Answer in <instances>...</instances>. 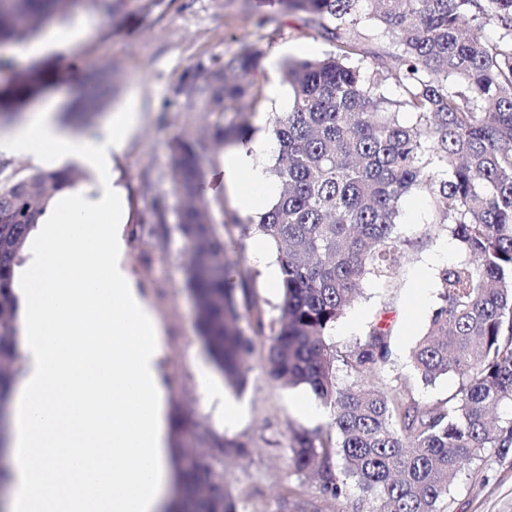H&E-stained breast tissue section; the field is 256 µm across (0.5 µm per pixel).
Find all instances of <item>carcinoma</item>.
<instances>
[{"label":"carcinoma","mask_w":512,"mask_h":512,"mask_svg":"<svg viewBox=\"0 0 512 512\" xmlns=\"http://www.w3.org/2000/svg\"><path fill=\"white\" fill-rule=\"evenodd\" d=\"M77 0H0V42L36 36L63 21ZM285 10L331 42L322 58L286 60L290 110L273 119L269 173L281 185L276 204L257 218L216 224L203 187L202 155L240 145L254 129L224 113L264 101L262 52L242 47L196 62L173 87L188 112L219 119L179 136L170 156L176 230L184 241L187 284L201 339L232 385L241 384L252 338L267 336L265 366L275 380L304 386L331 410L328 428L292 431L299 472H312L336 497L352 484L370 496L367 512H446L464 464L489 449L512 450V0H282ZM490 19L485 42L461 31L465 16ZM390 43L397 49L384 48ZM392 81L401 97L381 91ZM33 85L0 93V119L14 117ZM114 92L103 71L87 85L84 118ZM413 116L403 123L399 111ZM77 172L36 169L0 155V420L8 415L18 359V300L13 290L27 234L44 203ZM414 189L431 192L439 223L449 225L471 260L440 273L442 304L409 354L429 385L449 372L461 382L445 401L420 402L370 377L391 363L392 332L374 326L339 355L329 330L367 275L396 262L398 204ZM258 234L276 249L282 273L276 321L257 300L254 276L230 259L224 233ZM350 373L336 379V362ZM182 427L195 441L179 454L180 502L170 512H238L207 448H243L215 435L202 418Z\"/></svg>","instance_id":"obj_1"}]
</instances>
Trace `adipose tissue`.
<instances>
[{
    "instance_id": "adipose-tissue-1",
    "label": "adipose tissue",
    "mask_w": 512,
    "mask_h": 512,
    "mask_svg": "<svg viewBox=\"0 0 512 512\" xmlns=\"http://www.w3.org/2000/svg\"><path fill=\"white\" fill-rule=\"evenodd\" d=\"M49 100L0 133V154L60 170L80 160L92 188L64 186L31 230L15 271L25 369L12 403L5 512H160L176 474L157 315L126 264L127 192L112 172L138 124L133 106L98 136L61 125ZM267 144L224 153L222 182L241 213L278 194Z\"/></svg>"
}]
</instances>
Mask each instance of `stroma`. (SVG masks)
<instances>
[{
    "instance_id": "1",
    "label": "stroma",
    "mask_w": 512,
    "mask_h": 512,
    "mask_svg": "<svg viewBox=\"0 0 512 512\" xmlns=\"http://www.w3.org/2000/svg\"><path fill=\"white\" fill-rule=\"evenodd\" d=\"M304 19L303 13L284 12L277 0H123L112 16L73 7L61 30L72 31L85 20L93 29L89 38L72 40L68 46L49 45L24 56L16 43H0V88L40 72L48 82L46 95L57 98L65 113L85 90L88 73L117 68L116 92L88 130L98 131L113 112L134 102L138 125L114 171L128 191L131 210L127 266L154 306L161 328L167 412L183 410L202 417L229 440V447L214 449L213 454L242 512H278L286 495L313 503L317 512H353L362 495L348 486L340 496H331L317 478L296 471L288 448L291 431L330 423L331 417L310 419L294 400H312V393L302 386L282 387L267 373L266 337L254 339L244 386L228 391L244 403L246 417L235 427H225L223 410L210 402L199 381L200 371L213 374L217 368L196 327L175 214L158 212L153 202L172 197L170 142L179 135H194L206 121L201 113L184 111L172 93L187 68L244 43L282 60L318 58L332 51V44ZM265 83L276 86L278 94L266 96L249 116L258 133L267 132L273 114L288 111L291 104V90L280 72H267ZM399 207L402 244L397 265L385 279L365 278L351 307L360 316L357 329L347 332L335 325L329 339L343 352L364 340L372 326L390 328L396 351L383 372L385 381L419 401L444 400L456 392L457 375L451 372L433 385H423L409 364V353L440 304L442 269L467 255L448 226L436 223L426 190L413 191ZM230 256L256 271L257 298L270 318H279L281 294L266 286L269 271L277 266L274 248L250 235L237 242ZM446 504L447 512H512V454L502 458L489 451L465 464Z\"/></svg>"
}]
</instances>
